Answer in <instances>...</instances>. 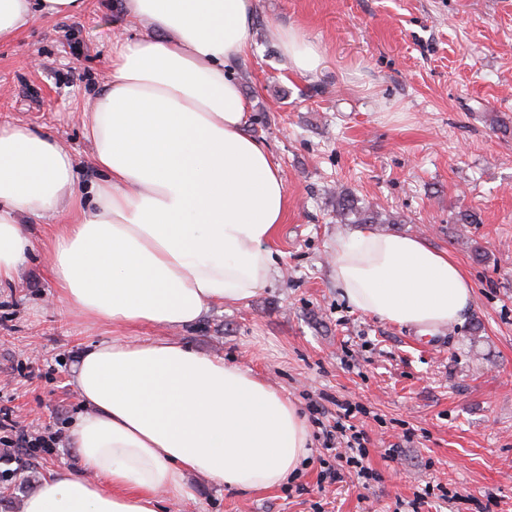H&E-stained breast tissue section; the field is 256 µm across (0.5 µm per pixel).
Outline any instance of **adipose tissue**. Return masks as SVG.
<instances>
[{
  "label": "adipose tissue",
  "instance_id": "1",
  "mask_svg": "<svg viewBox=\"0 0 512 512\" xmlns=\"http://www.w3.org/2000/svg\"><path fill=\"white\" fill-rule=\"evenodd\" d=\"M86 0H0V42L35 16L71 17ZM256 0H124L147 30L112 46L111 76L81 110L103 177L76 186L54 137L0 122V284L42 252L69 308L93 322L176 328L211 306L244 303L269 280L267 244L288 209L271 155L245 132L233 74L250 46ZM296 70L318 69L314 43L274 32ZM58 218L48 238L26 226ZM332 274L348 303L398 325L458 321L472 284L417 237L340 239ZM71 382L86 406L72 431L84 473L49 474L24 512H161L190 495L195 472L245 491L284 483L310 453L297 407L251 371L176 340H103Z\"/></svg>",
  "mask_w": 512,
  "mask_h": 512
}]
</instances>
